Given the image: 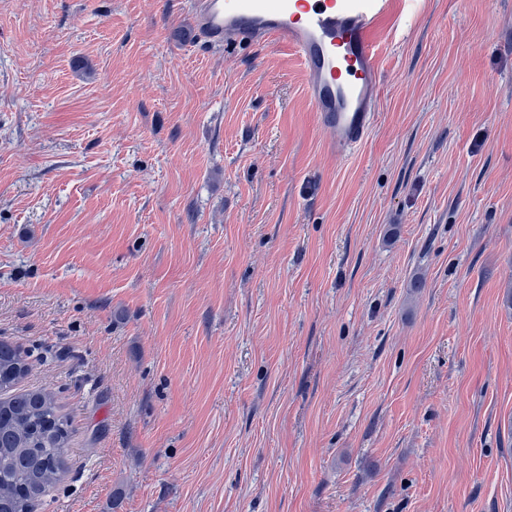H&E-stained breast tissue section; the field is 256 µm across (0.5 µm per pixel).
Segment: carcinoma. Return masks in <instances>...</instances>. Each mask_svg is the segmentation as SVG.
Masks as SVG:
<instances>
[{"label": "carcinoma", "instance_id": "obj_1", "mask_svg": "<svg viewBox=\"0 0 512 512\" xmlns=\"http://www.w3.org/2000/svg\"><path fill=\"white\" fill-rule=\"evenodd\" d=\"M26 371L21 352L0 341V387H16ZM68 442V420L51 392L19 390L0 398V512H32L61 479Z\"/></svg>", "mask_w": 512, "mask_h": 512}]
</instances>
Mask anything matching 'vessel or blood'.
<instances>
[{"label":"vessel or blood","instance_id":"b4317fda","mask_svg":"<svg viewBox=\"0 0 512 512\" xmlns=\"http://www.w3.org/2000/svg\"><path fill=\"white\" fill-rule=\"evenodd\" d=\"M417 0H197L207 44H287L301 61L330 152L344 156L369 137L381 94L375 44L387 24L412 17Z\"/></svg>","mask_w":512,"mask_h":512}]
</instances>
